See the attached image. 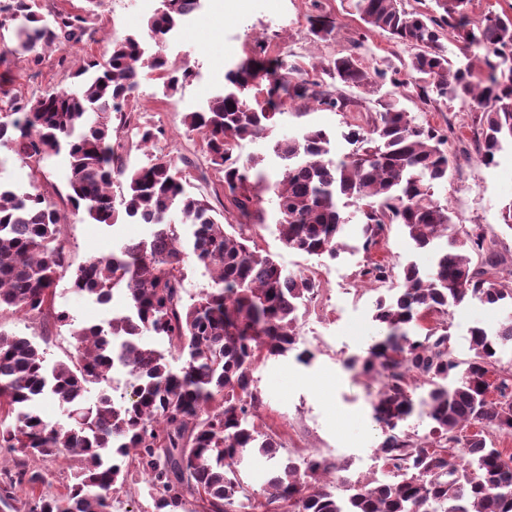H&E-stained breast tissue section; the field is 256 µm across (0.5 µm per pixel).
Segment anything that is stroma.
<instances>
[{
    "mask_svg": "<svg viewBox=\"0 0 512 512\" xmlns=\"http://www.w3.org/2000/svg\"><path fill=\"white\" fill-rule=\"evenodd\" d=\"M158 5V0L147 5L142 0H100L94 14L87 17L93 39L50 48L36 67L12 56L0 65V102L14 95L28 97L70 86L72 73L87 61L107 57L113 39L141 35L151 9ZM318 12L336 20V30L329 40H316L308 34V19ZM358 40L364 43L358 52L367 67L398 69L409 57L408 51L386 34L367 29L350 9L348 0H203L197 17L182 25L166 51L169 63L189 67L192 77L174 93L166 92L161 80H143L125 106L128 128L151 126L159 130L158 137L148 145H140L133 138L127 141L128 164L143 166L159 157L172 159L183 171L189 192L204 195L217 211L223 212L225 223H238L237 212L224 197L223 175L201 165V139L183 125L184 113L206 104L223 88L225 71L258 46H266L269 54L285 55L288 62L306 68L322 58L348 54ZM383 90L393 94L418 124L448 138L456 162L447 183L436 187V199L447 203L456 224L467 229L482 228L496 250L512 260V231L500 219L501 207L512 201V148H505L497 165L481 166L477 154L481 113L441 100L424 102L405 88L390 84ZM343 93L360 99L361 111L331 112L314 107L302 117L289 115L283 131L315 124L329 131L331 156L350 152L347 135L354 126L366 125L375 98L360 96L349 87ZM68 173L66 152L51 155L36 166L0 148V179L19 189L33 184L40 187L61 217L73 265L93 257H108L119 243L146 236V225L123 216L111 226L90 223L68 199ZM345 214L349 218L345 245L334 259L288 249L272 232L259 239L260 248L284 269L314 276L320 290L299 329L298 347L312 350L314 359L307 364L292 354L270 359L258 365L254 376L264 398L260 415L284 447H296L301 454H321L356 468L361 460L373 455L381 439L370 407L380 382L348 369L345 361L366 356L381 334L380 325L373 319L375 302L399 284L395 277L383 284L366 281L362 270L371 262L389 265L396 271L412 261L425 267L429 258L413 248L397 224L389 225L379 244L364 248L361 214L351 206ZM55 306L69 312L71 326L60 325L47 316L7 312L0 315V330L34 339L48 362L66 361L77 354L72 328L106 323L123 308L124 301L118 296L112 306H101L72 293L64 279L56 286ZM499 318L498 310L477 302L454 308L444 321L453 357L461 361L469 358V326L480 322L492 327Z\"/></svg>",
    "mask_w": 512,
    "mask_h": 512,
    "instance_id": "35a3bbf8",
    "label": "stroma"
}]
</instances>
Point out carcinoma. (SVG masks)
Segmentation results:
<instances>
[{
    "instance_id": "1",
    "label": "carcinoma",
    "mask_w": 512,
    "mask_h": 512,
    "mask_svg": "<svg viewBox=\"0 0 512 512\" xmlns=\"http://www.w3.org/2000/svg\"><path fill=\"white\" fill-rule=\"evenodd\" d=\"M197 2L160 0L147 36L160 43ZM350 2L368 29L414 50L406 77L370 69L351 52L313 67L328 83L262 46L226 73L224 90L184 115L187 129L201 135L210 165L224 173V197L240 224L224 223L206 199L189 194L171 160L137 168L125 163L112 113L123 112L144 68L171 91L191 76L187 68L169 69L156 53L145 61L140 39L113 40L107 58L80 68L71 88L4 101L1 147L35 164L67 149L73 206L95 224H116L112 187L118 183L126 217L149 225L150 234L72 271L57 211L44 194L36 186L20 191L0 183V314L51 309L59 324H70L54 305L55 287L66 277L78 294L107 304L120 293L127 305L105 326L72 330L78 358L70 364H50L35 341L0 331V449L18 454L14 476L0 484L1 504L20 512L16 488L26 484L28 512H112L116 495L139 476L154 512H176L189 499L198 512L257 506L263 512H512V451L498 444L500 435L512 434V358L504 360L512 350V288L494 277L507 260L484 231H456L448 205L434 198V186L448 179L454 162L445 139L390 97L377 100L372 124L352 132L356 148L340 158L329 157L330 135L320 128L270 137L288 107L314 102L349 112L358 102L340 86L376 93L388 82L424 101L433 93L482 113L480 162L496 164L504 146H512V15L489 12L476 20L474 0H431L430 17L406 10L403 0ZM41 9L37 0L0 5V25H12L13 37L0 62L10 54L37 66L46 46L93 38L86 17ZM334 31L335 22L319 15L309 35L325 41ZM448 34L460 45L462 65L448 57ZM266 138L282 164L274 179L259 169L261 157L242 162L235 155L240 141ZM263 193L276 198L275 231L288 249L336 256L348 223L341 201L351 199L365 218L364 248L377 245L387 225L399 224L416 250L431 255L430 267L408 263L401 288L378 298L373 319L384 331L366 357L346 362L381 378L371 406L385 479L340 476L320 454L282 457L279 437L255 425L263 406L257 364L293 351L310 363L312 351H297L298 328L301 308L319 292L310 275L288 272L259 252L257 239L269 228ZM470 252L484 256L481 265H471ZM190 258L211 273V285L189 303L183 280ZM475 301L500 306L503 315L495 328L469 327L468 359L452 356L446 334L415 333L425 317ZM151 337L167 349L152 346ZM175 355L182 360L177 369ZM116 358L132 380L118 394L89 400V387L109 379ZM490 374L499 381L492 402L484 397ZM43 398L59 404L66 422L42 419L35 404ZM415 413L431 423L422 437L401 429ZM472 426L479 431L467 433ZM61 450L75 470L64 491L53 493L30 462ZM254 458L269 464L259 490L240 473Z\"/></svg>"
}]
</instances>
